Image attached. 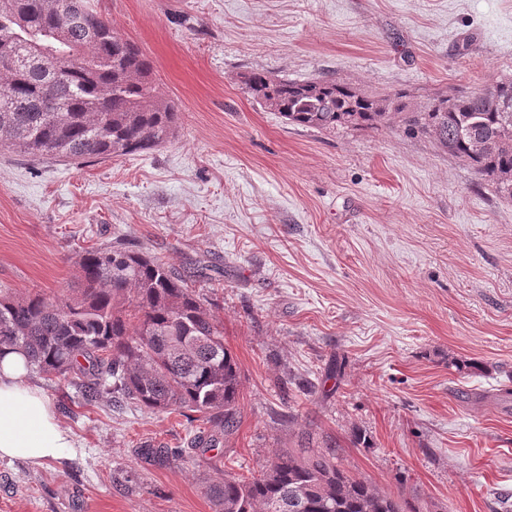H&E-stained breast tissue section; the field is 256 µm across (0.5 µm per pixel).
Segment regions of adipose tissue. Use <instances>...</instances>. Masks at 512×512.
<instances>
[{"label": "adipose tissue", "instance_id": "obj_1", "mask_svg": "<svg viewBox=\"0 0 512 512\" xmlns=\"http://www.w3.org/2000/svg\"><path fill=\"white\" fill-rule=\"evenodd\" d=\"M26 356L0 352V458L41 464L63 456L72 442L44 392L27 381Z\"/></svg>", "mask_w": 512, "mask_h": 512}]
</instances>
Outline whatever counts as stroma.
<instances>
[{"instance_id": "stroma-1", "label": "stroma", "mask_w": 512, "mask_h": 512, "mask_svg": "<svg viewBox=\"0 0 512 512\" xmlns=\"http://www.w3.org/2000/svg\"><path fill=\"white\" fill-rule=\"evenodd\" d=\"M91 2L179 126L80 166L0 155V286L62 294L115 239L208 261L240 423L205 460L198 423L29 374L73 446L0 458V512H213L207 481L301 443L433 512H512V199L429 135L293 125L244 84L327 76L415 105L483 88L512 78V0ZM147 444L186 454L155 466Z\"/></svg>"}]
</instances>
